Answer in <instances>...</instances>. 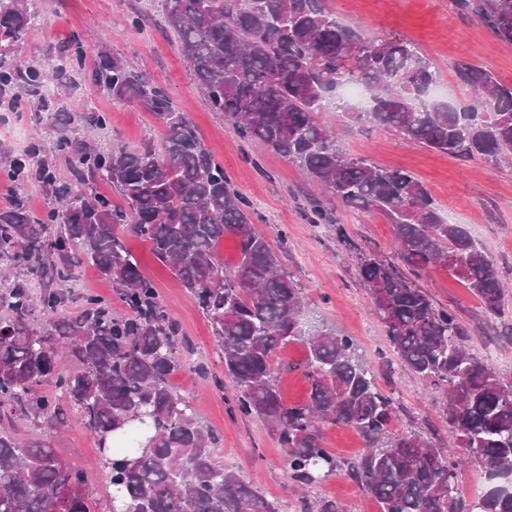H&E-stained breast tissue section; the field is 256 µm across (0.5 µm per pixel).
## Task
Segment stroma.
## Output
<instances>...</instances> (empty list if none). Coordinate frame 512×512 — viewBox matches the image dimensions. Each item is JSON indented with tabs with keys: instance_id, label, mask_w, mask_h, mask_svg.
<instances>
[{
	"instance_id": "obj_1",
	"label": "stroma",
	"mask_w": 512,
	"mask_h": 512,
	"mask_svg": "<svg viewBox=\"0 0 512 512\" xmlns=\"http://www.w3.org/2000/svg\"><path fill=\"white\" fill-rule=\"evenodd\" d=\"M326 6L338 21L356 27L365 40L401 37L414 42L438 72V87L452 102H463L468 96L453 69L457 60H467L512 82V45L458 11L454 0H327ZM40 12L41 25L19 48L22 58L42 62L52 56L54 47L72 37L84 48V77L78 82L82 93L63 101L72 116L71 137L94 139L103 151L118 147L156 150L161 145L163 128L144 107L115 102L109 92L92 83L102 51L125 57L136 70L166 87L175 107L187 113L223 164L232 187L249 202L253 224L302 286L313 318L352 337L363 362L393 394L397 401L394 428L421 434L437 444L447 442L451 432L443 395L427 389L393 356L385 326L359 276V255L374 254L398 262L391 225L379 215L354 211L322 191L306 172L263 143L240 138L197 92L173 33L158 26L162 0H41ZM37 106V96L29 95L24 111L0 109V162L23 153L35 141L46 140L45 125L35 118ZM86 112L106 113L108 127L101 131L89 128L82 119ZM321 120L333 130L345 156L411 172L426 185L443 215L466 227L492 256L507 287L499 318L487 319L464 282L444 268L429 269L416 284L437 307L454 311L469 329L471 352L491 364L503 382H512V165L454 159L384 127L344 122L337 112L322 113ZM315 205L325 211L326 223H309V211ZM127 243L179 325L181 353L208 368L204 375L188 368L177 371L171 377L173 387L189 397L198 416L221 434L220 452L226 467L257 479L281 512H300L301 493L288 476L276 436L261 418L241 416L234 408L233 389L223 381L224 367L207 319L146 242L131 237ZM277 357L276 384L284 401L306 400L309 383L302 371L304 347L288 346ZM18 428L24 436L40 434L64 463L86 473L94 496L104 497L106 480L95 434L72 420L57 428L22 421ZM323 431L340 468L312 488V496L334 498L347 512H379L377 502L343 470L344 464L363 452V439L345 426L329 424Z\"/></svg>"
}]
</instances>
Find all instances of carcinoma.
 <instances>
[{
    "label": "carcinoma",
    "instance_id": "obj_1",
    "mask_svg": "<svg viewBox=\"0 0 512 512\" xmlns=\"http://www.w3.org/2000/svg\"><path fill=\"white\" fill-rule=\"evenodd\" d=\"M39 0H0V108L21 106L22 92L49 80L73 82L17 51L40 23ZM164 26L175 33L210 108L248 140H259L307 172L347 206L383 216L401 258L418 273L437 265L467 282L485 316L502 313L505 288L492 257L459 224L440 213L412 174L365 158H348L320 119L331 109L349 123L383 126L454 158L512 163V83L466 61L458 81L471 96L453 105L429 95L437 73L414 43L364 40L325 0H165ZM458 8L512 43V0H456ZM83 50L73 39L56 48L72 73ZM359 81L371 105L357 109L331 95ZM97 86L118 102H140L164 127L159 151H101L69 136L61 101L41 97L39 111L54 134L53 153L70 177H56L41 143L5 159L0 176L15 185L0 208V410L48 426L66 411L112 441L104 458L106 500L96 501L82 471L66 467L38 437L0 429V512H279L276 502L224 466L220 436L176 393L182 368L178 325L157 298L126 239L150 245L193 296L222 352L224 377L238 413L265 420L285 450L288 474L310 489L336 473L322 426L361 435L363 454L348 476L381 512H512V488L496 480L468 502L459 493L460 456L485 473L512 475V383L468 352V329L397 267L361 255L359 273L401 365L447 402L456 448L392 428L395 400L357 355L352 337L307 323L303 288L282 267L267 237L252 224L189 116L167 90L120 55L101 53ZM44 185L51 203L40 217L25 186ZM123 204L97 195L98 181ZM239 242V263L224 272V236ZM93 265L119 292L125 314L91 294L80 311L59 317L75 270ZM307 349L306 400L283 401L274 353ZM53 387V393L42 390ZM301 512H345L333 498H302Z\"/></svg>",
    "mask_w": 512,
    "mask_h": 512
}]
</instances>
